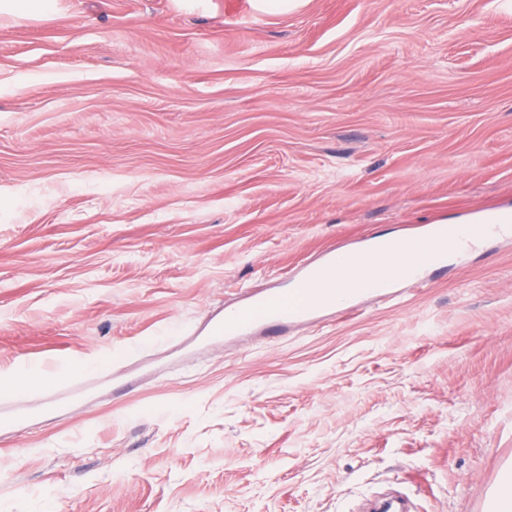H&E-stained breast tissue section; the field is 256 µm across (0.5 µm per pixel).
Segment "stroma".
Instances as JSON below:
<instances>
[{"label":"stroma","instance_id":"stroma-1","mask_svg":"<svg viewBox=\"0 0 512 512\" xmlns=\"http://www.w3.org/2000/svg\"><path fill=\"white\" fill-rule=\"evenodd\" d=\"M512 210V0L0 15V512H491L512 241L275 341L199 330L329 249Z\"/></svg>","mask_w":512,"mask_h":512}]
</instances>
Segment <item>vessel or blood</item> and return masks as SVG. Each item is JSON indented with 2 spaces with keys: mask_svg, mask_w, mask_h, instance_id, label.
I'll use <instances>...</instances> for the list:
<instances>
[{
  "mask_svg": "<svg viewBox=\"0 0 512 512\" xmlns=\"http://www.w3.org/2000/svg\"><path fill=\"white\" fill-rule=\"evenodd\" d=\"M490 238L512 240V224L493 222L449 227L431 224L409 235L392 238L372 236L356 251V258H363L378 249L390 250L397 254V267L385 279L359 281L355 288L363 297L388 298L401 283L425 287L427 274L445 270L451 260ZM335 266L336 255L332 252L319 263L301 266L293 275L300 288L294 301L282 295L273 298L266 292L248 294L241 304L225 310L223 321L214 328L215 335L231 339L260 331L277 338L287 335L293 325L324 311H332L340 316L354 314L352 301H337L335 289L329 288L321 276L322 270Z\"/></svg>",
  "mask_w": 512,
  "mask_h": 512,
  "instance_id": "1",
  "label": "vessel or blood"
}]
</instances>
